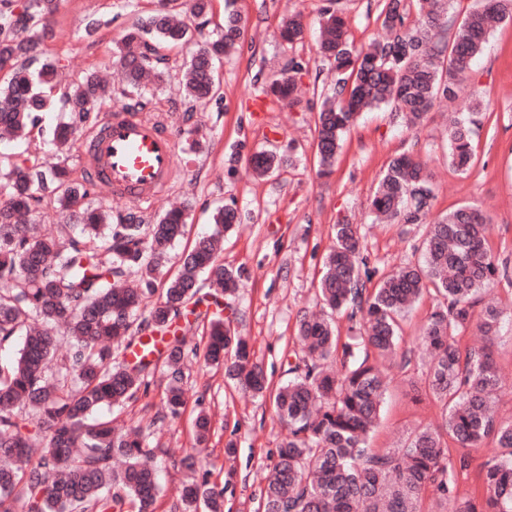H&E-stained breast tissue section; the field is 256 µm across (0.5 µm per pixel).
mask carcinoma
<instances>
[{"label":"carcinoma","mask_w":512,"mask_h":512,"mask_svg":"<svg viewBox=\"0 0 512 512\" xmlns=\"http://www.w3.org/2000/svg\"><path fill=\"white\" fill-rule=\"evenodd\" d=\"M418 20L408 23L402 0H388L385 36L363 51L349 37V23L323 9L318 52L332 65L335 87L318 114V174L332 172L344 134L361 113L389 107L407 126L420 127L436 102L458 98L473 60L486 49L492 23L512 22V0H479L463 13L454 38L442 41L454 0H415ZM59 0H0V133L30 144L44 133L58 162L38 152L22 158L0 154V347L19 337L23 346L0 363V512H154L161 493L159 470L140 427L122 433L100 416L106 407L147 394L158 364L167 368L164 403L177 417L186 405L184 360L224 366L225 374L255 396L273 398L288 436L277 448L260 499L263 512H512V419L493 411L501 376L493 357L500 311L482 305L498 267L489 251L487 219L461 206L429 220L434 185L424 165L408 154L393 158L371 200V209L404 224H426L425 260L406 264L372 282L358 225H333L334 243L324 259L320 314L305 312L298 338L305 356L276 389L254 362L247 341L224 321V298L236 296L241 271L219 260L221 240L238 223L230 206L212 215L214 232L184 248L177 272L161 280L172 247L186 233L188 206H176L146 224L136 216L112 223V209L93 201L96 185L74 178L67 150L75 133L94 128L112 86L88 71L61 95L66 118L49 131L40 126L58 86L61 59L43 49L52 36L47 21ZM298 17L282 22L279 37L303 38ZM244 34L235 0H225L222 34L199 46L185 64L182 93L193 104L219 97L217 63ZM193 40L187 22L169 2L123 35L115 53L125 87L141 108L151 72L156 85L167 71L159 50ZM302 60L288 58V76L271 82L278 101L293 106V75ZM476 100L466 118L448 119V162L468 170L474 159ZM277 154L250 159L254 172L276 167ZM55 200L77 223L57 233L34 230L36 203ZM210 291H203L204 282ZM436 300L421 336L428 360L425 383L441 404L434 425L415 428L405 444L377 453L369 434L384 402L378 362L408 368L416 354L399 351L400 321L424 295ZM346 311L363 356L340 342L333 314ZM195 316L204 339L187 347L172 333L175 320ZM476 327L487 344L462 349L459 334ZM194 440L208 442L209 414L197 402ZM464 452L452 456L448 441ZM492 445L481 464V490L458 497L457 477L467 472L468 448ZM182 484L183 512H224V489L195 470Z\"/></svg>","instance_id":"carcinoma-1"}]
</instances>
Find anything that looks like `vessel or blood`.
<instances>
[{"label":"vessel or blood","instance_id":"vessel-or-blood-1","mask_svg":"<svg viewBox=\"0 0 512 512\" xmlns=\"http://www.w3.org/2000/svg\"><path fill=\"white\" fill-rule=\"evenodd\" d=\"M175 162L172 140L125 112L105 115L84 157L94 183L139 203L161 195Z\"/></svg>","mask_w":512,"mask_h":512}]
</instances>
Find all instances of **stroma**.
<instances>
[{
    "label": "stroma",
    "mask_w": 512,
    "mask_h": 512,
    "mask_svg": "<svg viewBox=\"0 0 512 512\" xmlns=\"http://www.w3.org/2000/svg\"><path fill=\"white\" fill-rule=\"evenodd\" d=\"M387 0H338L351 23L356 46L381 34L379 15ZM327 0H237L244 24L238 53L219 69L220 98L188 108L177 75L193 46L167 50L168 82L148 99L141 117L157 125L174 141L176 164L166 192L150 203L138 204L97 191L95 201L113 214L134 212L142 218L161 214L172 202L189 207V234L211 233L209 219L218 206L235 203L240 226L224 237L226 266L242 268L239 290L224 314L247 336L254 360L272 383L288 378L287 364L297 361L299 312L314 306L322 261L338 220L359 225L363 253L370 269L382 274L421 259L425 227L421 224L379 223L369 200L392 158L412 155L432 174L433 216L462 205L482 210L489 218L487 239L499 266L512 274V23L496 26L472 78L454 104L437 103L422 127L408 129L400 114L375 110L361 115L344 135L335 171L317 175V113L322 90L331 88L333 75L317 54L320 13ZM154 0H61L50 20L52 54L66 59L62 83L84 71L116 72L112 62L116 42L136 19L151 11ZM300 14L305 36L288 46L276 36L280 20ZM93 19L101 26L94 36L85 33ZM302 57L306 69L300 80L307 89L295 107L268 102L255 111L267 78L280 72L289 57ZM488 110L475 127V157L467 172L448 162V114L468 112L473 99ZM202 126L205 137L191 148L190 129ZM268 150L281 159L278 168L258 177L248 168L254 152ZM495 296L504 313L493 346L502 388L496 399L500 418H512V285L499 283ZM185 385L188 408L179 417L167 416L161 402L162 372H155L146 396L108 409L118 426H151V446L161 465V493L157 512H175L185 471L180 460L188 452L208 462L212 484L224 490V512H261L260 488L271 455L287 436L270 400L244 393L225 378L223 368H202L189 361ZM389 386L371 446L378 451L395 447L416 426L435 422L441 407L428 394L422 366L387 368ZM203 400L213 420L207 446L192 442V402ZM234 454H226L227 441Z\"/></svg>",
    "instance_id": "stroma-1"
}]
</instances>
